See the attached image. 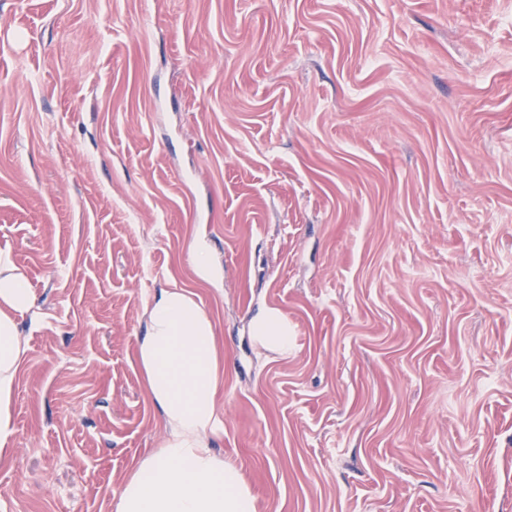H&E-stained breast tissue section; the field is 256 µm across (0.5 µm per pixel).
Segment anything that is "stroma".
Returning <instances> with one entry per match:
<instances>
[{
  "mask_svg": "<svg viewBox=\"0 0 512 512\" xmlns=\"http://www.w3.org/2000/svg\"><path fill=\"white\" fill-rule=\"evenodd\" d=\"M0 249L36 297L0 512H115L174 286L257 512H512V0H0ZM190 260L196 275L205 281H215L218 278L209 250L205 243L195 241L190 246ZM255 343L261 348L288 354L291 336H288V319L278 312L268 309L254 324Z\"/></svg>",
  "mask_w": 512,
  "mask_h": 512,
  "instance_id": "35a3bbf8",
  "label": "stroma"
}]
</instances>
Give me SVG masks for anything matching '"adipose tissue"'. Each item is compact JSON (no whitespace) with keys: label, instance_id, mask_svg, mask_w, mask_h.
Returning <instances> with one entry per match:
<instances>
[{"label":"adipose tissue","instance_id":"1","mask_svg":"<svg viewBox=\"0 0 512 512\" xmlns=\"http://www.w3.org/2000/svg\"><path fill=\"white\" fill-rule=\"evenodd\" d=\"M34 305L28 278L0 250V464L10 463L15 434L12 402L27 344L18 320ZM255 343L287 354L288 320L267 310L254 324ZM136 358L161 410L166 434L123 484L116 512H256L240 470L211 446L224 430L218 388L224 345L209 316L182 288H163L147 313Z\"/></svg>","mask_w":512,"mask_h":512}]
</instances>
